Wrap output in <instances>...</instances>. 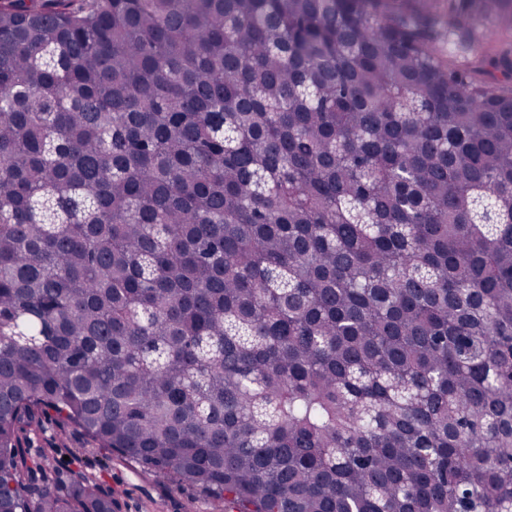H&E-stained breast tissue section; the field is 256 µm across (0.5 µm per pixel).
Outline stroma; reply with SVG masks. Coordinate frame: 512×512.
Segmentation results:
<instances>
[{
	"label": "stroma",
	"mask_w": 512,
	"mask_h": 512,
	"mask_svg": "<svg viewBox=\"0 0 512 512\" xmlns=\"http://www.w3.org/2000/svg\"><path fill=\"white\" fill-rule=\"evenodd\" d=\"M46 489L63 490L76 475L95 480L112 497V512H224V505L172 475L152 473L109 454L78 429L40 416L23 443Z\"/></svg>",
	"instance_id": "35a3bbf8"
}]
</instances>
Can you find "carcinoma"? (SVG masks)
<instances>
[{
  "mask_svg": "<svg viewBox=\"0 0 512 512\" xmlns=\"http://www.w3.org/2000/svg\"><path fill=\"white\" fill-rule=\"evenodd\" d=\"M50 412L224 512H512V0H0V512H112Z\"/></svg>",
  "mask_w": 512,
  "mask_h": 512,
  "instance_id": "1",
  "label": "carcinoma"
}]
</instances>
